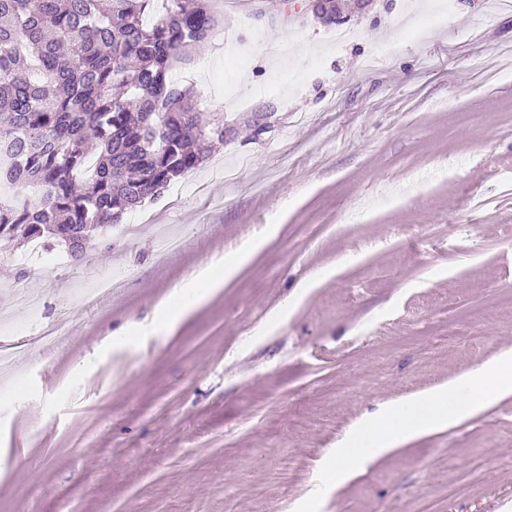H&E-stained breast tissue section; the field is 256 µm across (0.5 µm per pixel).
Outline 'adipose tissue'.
<instances>
[{
	"mask_svg": "<svg viewBox=\"0 0 512 512\" xmlns=\"http://www.w3.org/2000/svg\"><path fill=\"white\" fill-rule=\"evenodd\" d=\"M512 395V352L434 390L384 404L361 419L334 449V462L364 464L417 435L441 430Z\"/></svg>",
	"mask_w": 512,
	"mask_h": 512,
	"instance_id": "obj_1",
	"label": "adipose tissue"
}]
</instances>
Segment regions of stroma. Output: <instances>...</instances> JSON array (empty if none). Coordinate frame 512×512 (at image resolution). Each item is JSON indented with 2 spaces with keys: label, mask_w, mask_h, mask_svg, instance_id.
Listing matches in <instances>:
<instances>
[{
  "label": "stroma",
  "mask_w": 512,
  "mask_h": 512,
  "mask_svg": "<svg viewBox=\"0 0 512 512\" xmlns=\"http://www.w3.org/2000/svg\"><path fill=\"white\" fill-rule=\"evenodd\" d=\"M335 3L330 22L308 0H260L258 17L211 0L222 35L173 74L223 113L224 145L67 264L57 245L0 243L15 363L0 374V512L512 505V395L346 480L322 468L385 402L512 350V8ZM339 27L353 36L336 42ZM244 245L223 288L155 323ZM103 279L112 293L85 308ZM55 323L58 347L32 344Z\"/></svg>",
  "instance_id": "35a3bbf8"
}]
</instances>
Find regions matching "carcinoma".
I'll list each match as a JSON object with an SVG mask.
<instances>
[{
  "mask_svg": "<svg viewBox=\"0 0 512 512\" xmlns=\"http://www.w3.org/2000/svg\"><path fill=\"white\" fill-rule=\"evenodd\" d=\"M168 2L0 0V240L83 247L224 142L171 76L219 19Z\"/></svg>",
  "mask_w": 512,
  "mask_h": 512,
  "instance_id": "cac0c4a2",
  "label": "carcinoma"
}]
</instances>
